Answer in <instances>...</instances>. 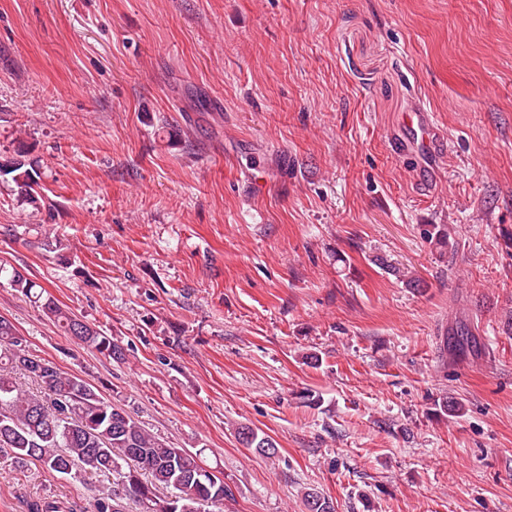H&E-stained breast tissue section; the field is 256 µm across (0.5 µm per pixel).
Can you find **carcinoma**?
<instances>
[{
  "mask_svg": "<svg viewBox=\"0 0 512 512\" xmlns=\"http://www.w3.org/2000/svg\"><path fill=\"white\" fill-rule=\"evenodd\" d=\"M26 200L37 203L36 172L23 162L7 171ZM427 241L448 247V228L423 229ZM23 296L38 304L61 333L106 359H124L122 348L95 325L61 306L46 290L20 271L0 265V274ZM27 373L42 384L41 394L21 389L14 374ZM239 441L258 454L277 455L275 442L249 426L237 428ZM0 448L11 449L20 463L36 461L62 478L107 473L113 486L98 491L92 512H127L125 501L139 512H213L232 496L222 470H210L199 453L177 448L140 426L123 408L105 399L82 378L48 359L29 354L14 324L0 316ZM308 512H335L333 502L305 492Z\"/></svg>",
  "mask_w": 512,
  "mask_h": 512,
  "instance_id": "cac0c4a2",
  "label": "carcinoma"
}]
</instances>
